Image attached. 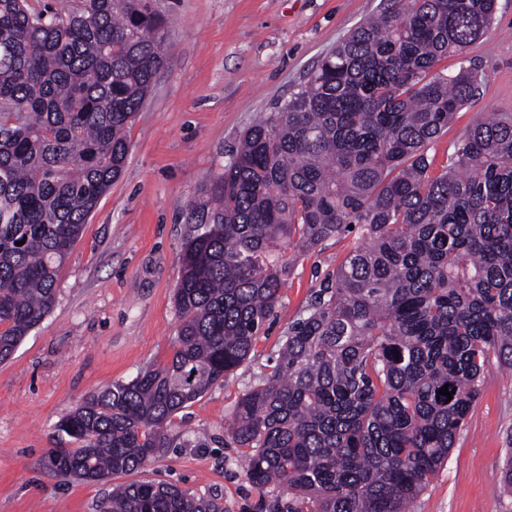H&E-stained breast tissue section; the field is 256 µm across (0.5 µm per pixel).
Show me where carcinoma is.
Instances as JSON below:
<instances>
[{
	"instance_id": "obj_1",
	"label": "carcinoma",
	"mask_w": 512,
	"mask_h": 512,
	"mask_svg": "<svg viewBox=\"0 0 512 512\" xmlns=\"http://www.w3.org/2000/svg\"><path fill=\"white\" fill-rule=\"evenodd\" d=\"M153 0L64 12L0 0V361L51 311L59 271L121 174L126 129L163 66ZM496 0H383L307 81L243 132L186 213L168 362L84 398L51 469L135 473L178 413L250 359L304 254L359 242L288 324L279 363L228 438L286 512H406L448 459L490 368L512 369V114L479 120L431 175L428 146L478 94L436 69L493 26ZM23 245H18V242ZM455 391L452 399L437 394ZM512 491V448L496 473ZM101 512H224L163 482L112 486Z\"/></svg>"
}]
</instances>
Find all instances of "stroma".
Masks as SVG:
<instances>
[{"instance_id": "1", "label": "stroma", "mask_w": 512, "mask_h": 512, "mask_svg": "<svg viewBox=\"0 0 512 512\" xmlns=\"http://www.w3.org/2000/svg\"><path fill=\"white\" fill-rule=\"evenodd\" d=\"M380 0H158L168 21L167 56L126 130L123 171L100 198L62 266L56 300L11 358L0 363V512H98L109 485L50 469L66 447L55 425L87 395L166 362L178 322L173 292L186 233L185 208L201 199L245 129L303 84L317 62L377 12ZM484 73L480 94L429 151L448 147L491 113H512V0H496L492 30L461 58ZM357 240L349 234L293 258L273 316L250 359L173 420L178 439L140 472L196 495L223 497L224 512H263L280 488L253 487L240 449L225 445L239 396L276 363L282 336L322 279ZM512 443V370L486 372L448 460L408 512H512L495 478Z\"/></svg>"}]
</instances>
